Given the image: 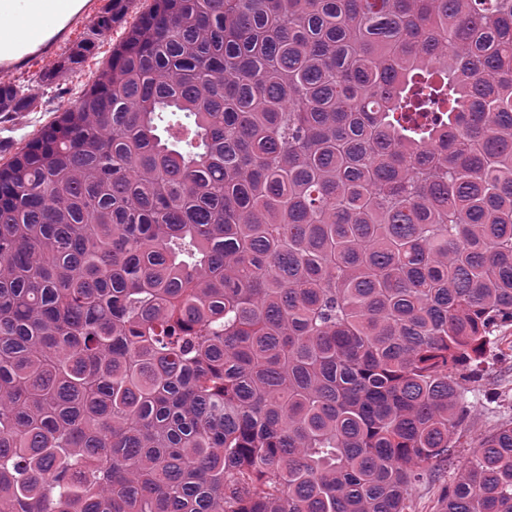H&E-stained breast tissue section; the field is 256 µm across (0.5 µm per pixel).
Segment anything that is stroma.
Wrapping results in <instances>:
<instances>
[{
  "instance_id": "1",
  "label": "stroma",
  "mask_w": 512,
  "mask_h": 512,
  "mask_svg": "<svg viewBox=\"0 0 512 512\" xmlns=\"http://www.w3.org/2000/svg\"><path fill=\"white\" fill-rule=\"evenodd\" d=\"M92 2V7L78 18L72 29L49 46L41 58L30 65L20 64L15 71L8 73V80L28 89L37 97L36 111L21 112L14 120L0 123V141L10 149L22 147L42 125L54 120L85 84L92 82L97 69L109 59L113 47L123 40L129 27L140 12L147 8L150 0H130L122 23L114 25L111 34L104 38L95 34L93 22L112 0ZM81 40L90 41L94 45L82 66L73 73H60L52 84L42 83L43 71L52 67ZM504 336L496 355L484 364L479 383L475 384L473 392L468 395L470 416L454 461L448 469L434 472L427 481L412 489L408 512H436L443 488L452 482L458 469L467 461L472 447L497 422L512 418V400L494 409L485 399L486 394L495 390L512 392V328L505 330Z\"/></svg>"
}]
</instances>
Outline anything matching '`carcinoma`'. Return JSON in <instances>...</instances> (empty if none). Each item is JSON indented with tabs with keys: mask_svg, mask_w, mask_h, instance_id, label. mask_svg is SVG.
<instances>
[{
	"mask_svg": "<svg viewBox=\"0 0 512 512\" xmlns=\"http://www.w3.org/2000/svg\"><path fill=\"white\" fill-rule=\"evenodd\" d=\"M510 325L512 0H152L0 165V512H407Z\"/></svg>",
	"mask_w": 512,
	"mask_h": 512,
	"instance_id": "cac0c4a2",
	"label": "carcinoma"
}]
</instances>
